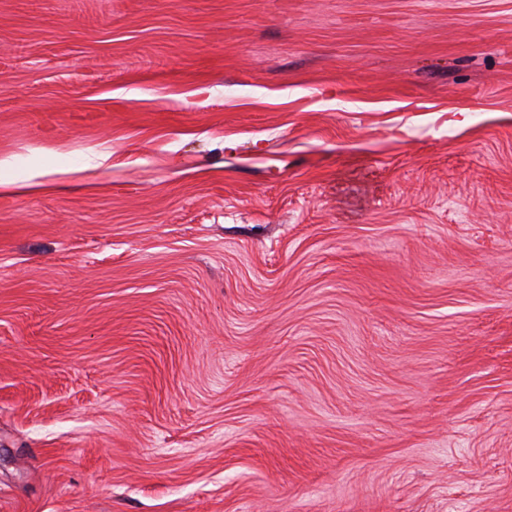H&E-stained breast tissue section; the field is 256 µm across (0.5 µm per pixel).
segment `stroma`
<instances>
[{"instance_id": "1", "label": "stroma", "mask_w": 512, "mask_h": 512, "mask_svg": "<svg viewBox=\"0 0 512 512\" xmlns=\"http://www.w3.org/2000/svg\"><path fill=\"white\" fill-rule=\"evenodd\" d=\"M73 178L0 512H512V0H0V180Z\"/></svg>"}]
</instances>
